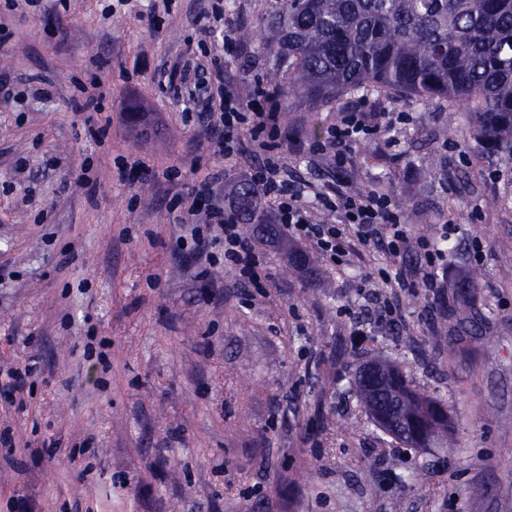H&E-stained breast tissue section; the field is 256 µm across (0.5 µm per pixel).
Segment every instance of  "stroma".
I'll list each match as a JSON object with an SVG mask.
<instances>
[{
    "label": "stroma",
    "instance_id": "1",
    "mask_svg": "<svg viewBox=\"0 0 512 512\" xmlns=\"http://www.w3.org/2000/svg\"><path fill=\"white\" fill-rule=\"evenodd\" d=\"M5 2L0 72L21 96L0 98V512H512V154L443 135V98L281 112L295 188L378 190L417 212L414 238L469 220L433 288L412 249L294 268L305 246L277 224L254 233L246 287L208 228L178 221L192 182L234 197L249 181L245 158L211 154V126L185 121L182 91L215 62L240 98L273 90L270 55L239 32L276 0ZM202 10L213 30L193 25ZM93 81L99 109L76 110ZM352 109L405 119L344 164L314 152ZM382 265L406 285L374 301L362 285ZM372 358L445 404L447 447L421 456L373 423L355 392Z\"/></svg>",
    "mask_w": 512,
    "mask_h": 512
}]
</instances>
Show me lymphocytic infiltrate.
I'll use <instances>...</instances> for the list:
<instances>
[{
	"label": "lymphocytic infiltrate",
	"mask_w": 512,
	"mask_h": 512,
	"mask_svg": "<svg viewBox=\"0 0 512 512\" xmlns=\"http://www.w3.org/2000/svg\"><path fill=\"white\" fill-rule=\"evenodd\" d=\"M205 98L194 105L201 122L223 129V137L211 144L214 155L231 157L249 153L252 162L248 175L254 186L267 198V206L275 223L284 234L305 243L320 257L343 264L350 253L384 247L392 256L399 255L407 245V233L387 195L375 190L359 193L328 194L318 190L313 200L290 189L283 164L273 153V139L279 114L274 107L253 99L243 101L231 93L224 81V70L212 65L205 83ZM250 135L249 149L236 144L240 128ZM378 125L370 124L365 113H341L326 142L316 144L319 152L333 151L337 162H344L350 144L377 133ZM193 202L182 214L185 224H208L216 227V241L224 245V259L238 266L241 275H250L255 265V242L244 235L241 214L229 200L213 198L210 180L191 185L187 191ZM208 199L207 209H199L198 199ZM334 213L335 223L320 224L313 217L314 207Z\"/></svg>",
	"instance_id": "lymphocytic-infiltrate-1"
}]
</instances>
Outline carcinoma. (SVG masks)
Listing matches in <instances>:
<instances>
[{
  "mask_svg": "<svg viewBox=\"0 0 512 512\" xmlns=\"http://www.w3.org/2000/svg\"><path fill=\"white\" fill-rule=\"evenodd\" d=\"M273 57L270 79L284 106L312 108L369 89L448 100L444 133L512 153V0H276L258 22ZM242 212L263 220L259 190L240 188ZM380 388L358 372L356 391L379 426L423 450L447 437L443 404L412 389L402 371L375 363Z\"/></svg>",
  "mask_w": 512,
  "mask_h": 512,
  "instance_id": "carcinoma-1",
  "label": "carcinoma"
}]
</instances>
